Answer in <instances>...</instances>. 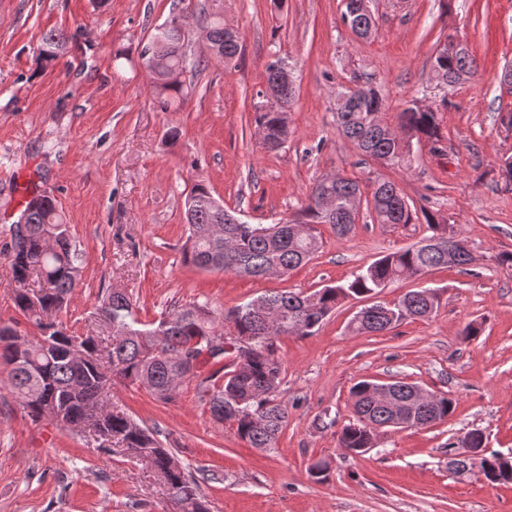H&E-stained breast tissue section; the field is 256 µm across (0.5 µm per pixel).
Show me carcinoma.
<instances>
[{
    "instance_id": "1",
    "label": "carcinoma",
    "mask_w": 512,
    "mask_h": 512,
    "mask_svg": "<svg viewBox=\"0 0 512 512\" xmlns=\"http://www.w3.org/2000/svg\"><path fill=\"white\" fill-rule=\"evenodd\" d=\"M341 19L362 40L376 30L374 13L365 0H345ZM183 24L174 16L160 25L140 53L157 103L164 110L184 98L183 81L175 74L201 65V60L188 56ZM207 29L209 55L226 66L232 64L242 53L237 32L225 28L219 13L209 16ZM65 43L63 33H46L39 49L42 64L56 62ZM286 69L288 63L281 57L267 63L265 89L257 93L259 101L253 104L256 130L277 150L292 136L288 108L296 88L283 80ZM476 74L467 45L452 38L444 41L431 62V80L442 89ZM336 127L361 156L383 168L404 169L411 163L413 146L427 143L434 147L444 139L436 110L421 108L412 99L401 111L390 113L374 82L337 94ZM354 195L365 197L366 210L378 224H413L417 213H422L432 235L382 256L347 283L311 293L272 291L220 315L204 300L175 306L145 324L138 318L133 298L121 288H112L96 308V315L106 316L112 326V344L105 361L98 337L74 336L56 319L80 272L79 250L63 211L49 195L25 202V223L13 228L8 284L16 307L38 328L43 342L23 339L13 327L0 325V362L9 369L12 393L32 420H49L70 430L81 427L91 411L99 410L104 416L102 427L98 431L92 427L89 433H98L107 451H112L114 442L136 449L175 496L192 504L189 512H210L198 480L159 439V432L107 403L112 383L143 389L155 399L171 403L180 387L195 379L200 399L214 421L234 427L253 448H272L288 422V410L278 400L284 377L275 338L292 334L296 323L303 326L301 335H312L349 297L370 298L397 280L450 267L448 225L433 213L417 210L396 182L380 176L364 187L344 175L330 184L317 179L293 218L275 224L243 220L242 210L215 199L203 180L192 186L185 199L188 234L182 248L183 263L202 271L264 278L271 271L284 277L312 260L324 244L321 226H329L339 237L347 236L360 217L345 210ZM438 307L437 291L422 287L393 303L379 301L362 307L361 316L352 318L349 329L357 334H384L407 319L429 318ZM224 339L228 347L223 355L212 360L203 356L211 343ZM76 347L85 355L80 363L71 356ZM373 383L363 379L352 386L353 419L337 433L339 447L355 454L372 447L371 425L385 427L392 420L389 409L368 394ZM452 410L453 399L443 394L416 416V422L440 423ZM465 437L482 452L480 473L484 478L491 484H512V461L502 454H486L483 431L473 429Z\"/></svg>"
}]
</instances>
